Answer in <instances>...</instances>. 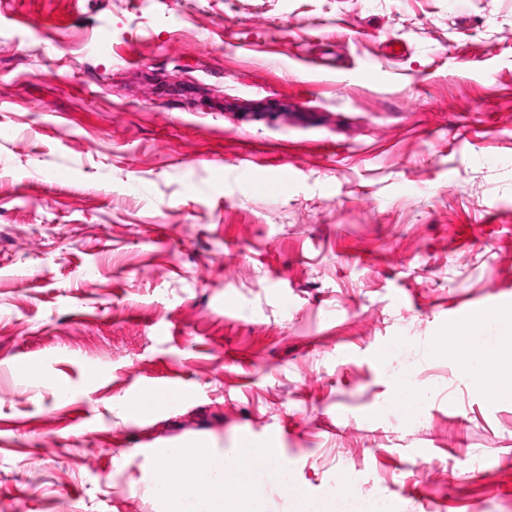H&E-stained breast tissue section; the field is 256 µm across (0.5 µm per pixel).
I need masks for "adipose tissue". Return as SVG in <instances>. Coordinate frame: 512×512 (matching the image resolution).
Instances as JSON below:
<instances>
[{"instance_id":"obj_1","label":"adipose tissue","mask_w":512,"mask_h":512,"mask_svg":"<svg viewBox=\"0 0 512 512\" xmlns=\"http://www.w3.org/2000/svg\"><path fill=\"white\" fill-rule=\"evenodd\" d=\"M436 342L453 348L459 372L474 388L490 384L499 396L512 391V366L495 357L498 346H512V310L498 309L469 318ZM175 454L190 474L188 484L177 485L165 474L155 482L156 491L168 500L170 512H256L271 474L261 465L270 458V449L245 444L237 450L236 464L230 469L218 465L210 449L201 446L179 448Z\"/></svg>"}]
</instances>
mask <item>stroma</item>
I'll return each instance as SVG.
<instances>
[{
  "mask_svg": "<svg viewBox=\"0 0 512 512\" xmlns=\"http://www.w3.org/2000/svg\"><path fill=\"white\" fill-rule=\"evenodd\" d=\"M459 307L512 309V0H0V512H167L165 449L246 439L263 512H512Z\"/></svg>",
  "mask_w": 512,
  "mask_h": 512,
  "instance_id": "obj_1",
  "label": "stroma"
}]
</instances>
